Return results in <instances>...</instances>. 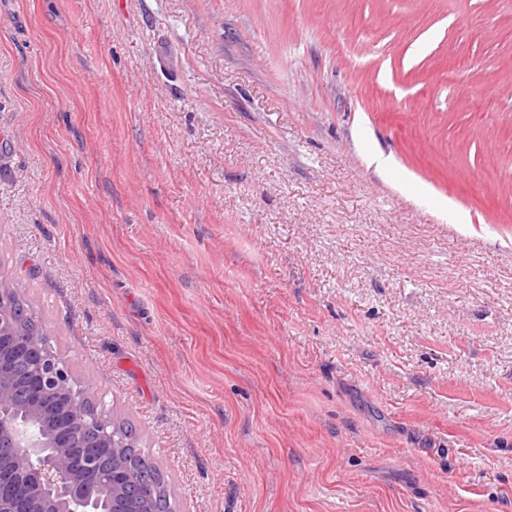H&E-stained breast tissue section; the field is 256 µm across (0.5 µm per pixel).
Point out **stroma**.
Wrapping results in <instances>:
<instances>
[{"mask_svg": "<svg viewBox=\"0 0 512 512\" xmlns=\"http://www.w3.org/2000/svg\"><path fill=\"white\" fill-rule=\"evenodd\" d=\"M175 512H512V0H0V274Z\"/></svg>", "mask_w": 512, "mask_h": 512, "instance_id": "1", "label": "stroma"}]
</instances>
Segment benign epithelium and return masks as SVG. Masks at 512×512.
<instances>
[{
  "label": "benign epithelium",
  "mask_w": 512,
  "mask_h": 512,
  "mask_svg": "<svg viewBox=\"0 0 512 512\" xmlns=\"http://www.w3.org/2000/svg\"><path fill=\"white\" fill-rule=\"evenodd\" d=\"M9 339L10 358L27 365L24 407L15 405L7 361L0 358V445L12 448L9 464H0V512H122L120 500L132 472L113 462L103 468L99 456L112 453V419L81 408L88 389L70 365L48 348L46 334L21 331L0 290V340ZM64 400L51 428L41 424L48 396ZM92 430V448L72 451Z\"/></svg>",
  "instance_id": "7a95c632"
}]
</instances>
